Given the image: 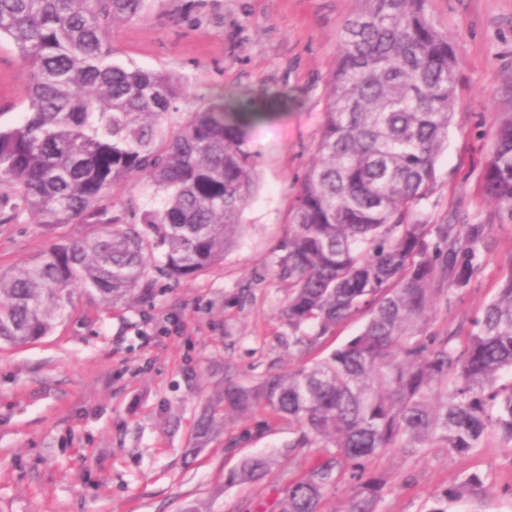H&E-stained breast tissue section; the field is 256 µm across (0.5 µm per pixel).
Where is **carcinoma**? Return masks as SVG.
<instances>
[{"instance_id":"obj_1","label":"carcinoma","mask_w":512,"mask_h":512,"mask_svg":"<svg viewBox=\"0 0 512 512\" xmlns=\"http://www.w3.org/2000/svg\"><path fill=\"white\" fill-rule=\"evenodd\" d=\"M357 2L337 36L318 159L275 249L292 282L282 318L299 364L249 385L225 376L195 426L202 447L228 416L262 409L292 429L288 453L321 451L271 512H322L345 475L353 486L343 512H376L385 479L367 469L375 456L434 446L463 454L495 435L512 444V380L501 382L512 376V258L469 335L427 330L437 302L481 272L492 233L490 224L420 219L457 102L455 40L427 0ZM144 3L0 0V41L30 71L20 119L0 122V189L17 201L14 219L90 228L0 272V343L48 335L73 284L114 310L147 302L160 280L222 263L243 232L258 188L250 130L271 107L221 95L184 112L193 93L181 77L115 60L112 32ZM138 185L153 206L115 201V188ZM480 190L512 223V113L496 121ZM356 314L366 317L358 334L308 359ZM270 468L268 456L251 454L229 483L256 482ZM483 488L470 474L435 492L425 512H457Z\"/></svg>"}]
</instances>
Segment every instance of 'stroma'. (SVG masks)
<instances>
[{
    "instance_id": "1",
    "label": "stroma",
    "mask_w": 512,
    "mask_h": 512,
    "mask_svg": "<svg viewBox=\"0 0 512 512\" xmlns=\"http://www.w3.org/2000/svg\"><path fill=\"white\" fill-rule=\"evenodd\" d=\"M146 0L143 13L112 36L115 60L174 73L193 105L219 94L265 100L288 91L294 103L251 133L259 187L245 230L221 265L188 282L166 283L152 302L104 308L72 290L69 316L35 342L0 346V512H254L313 457L289 454L287 426L264 429L266 412L227 421L202 448L194 424L224 389L225 373L250 383L297 365L281 310L288 279L273 264L289 211L312 164L336 63L337 32L355 0ZM437 26L461 58L448 145L422 207L429 224L488 221L480 193L494 116L512 113V0H428ZM30 82L13 46L0 43V112L19 119ZM0 191V269L36 260L50 244L76 239L78 224L13 218ZM493 249L471 287L438 302L428 325L467 335L512 260V223L495 224ZM272 457L269 473L227 484L250 454ZM369 467L386 485L377 512H422L438 489L477 472L491 490L481 512H512V444L489 442L464 455L444 448L386 454Z\"/></svg>"
}]
</instances>
